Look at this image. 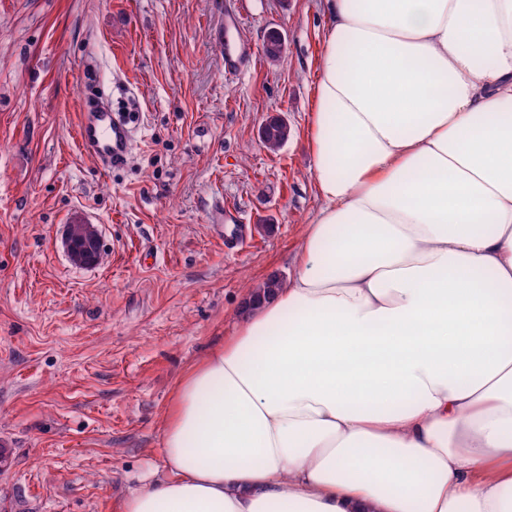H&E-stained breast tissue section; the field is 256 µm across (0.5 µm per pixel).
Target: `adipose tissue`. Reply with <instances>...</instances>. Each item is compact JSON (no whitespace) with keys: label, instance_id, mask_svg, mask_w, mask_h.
Returning <instances> with one entry per match:
<instances>
[{"label":"adipose tissue","instance_id":"obj_1","mask_svg":"<svg viewBox=\"0 0 512 512\" xmlns=\"http://www.w3.org/2000/svg\"><path fill=\"white\" fill-rule=\"evenodd\" d=\"M321 206L122 512H512V0H325Z\"/></svg>","mask_w":512,"mask_h":512}]
</instances>
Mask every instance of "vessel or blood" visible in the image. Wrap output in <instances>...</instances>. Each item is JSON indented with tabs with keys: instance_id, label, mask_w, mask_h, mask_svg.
Here are the masks:
<instances>
[{
	"instance_id": "1",
	"label": "vessel or blood",
	"mask_w": 512,
	"mask_h": 512,
	"mask_svg": "<svg viewBox=\"0 0 512 512\" xmlns=\"http://www.w3.org/2000/svg\"><path fill=\"white\" fill-rule=\"evenodd\" d=\"M238 17V12H227L215 27V39L224 57V69L232 75L239 72L244 62L252 55L247 44L233 43L228 38ZM77 138L83 150L109 166L122 160L129 153L132 130L126 121L113 114L110 108L102 106L96 111L83 113Z\"/></svg>"
}]
</instances>
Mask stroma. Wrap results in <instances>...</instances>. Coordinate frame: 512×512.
Wrapping results in <instances>:
<instances>
[{
  "label": "stroma",
  "mask_w": 512,
  "mask_h": 512,
  "mask_svg": "<svg viewBox=\"0 0 512 512\" xmlns=\"http://www.w3.org/2000/svg\"><path fill=\"white\" fill-rule=\"evenodd\" d=\"M231 1L256 56L236 76L210 36ZM326 23L324 0H0V512H120L162 475L175 385L252 282L287 281L321 205ZM102 103L136 114L112 167L76 138ZM272 116L290 127L275 152L258 138ZM76 217L99 231L97 264L62 248Z\"/></svg>",
  "instance_id": "35a3bbf8"
}]
</instances>
